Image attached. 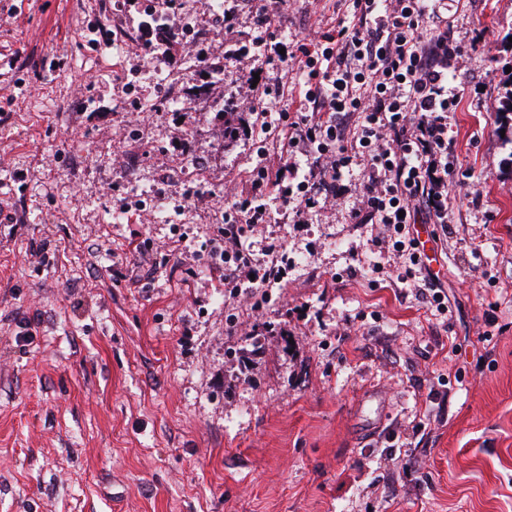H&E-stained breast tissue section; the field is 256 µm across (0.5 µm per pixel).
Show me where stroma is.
Instances as JSON below:
<instances>
[{
	"instance_id": "obj_1",
	"label": "stroma",
	"mask_w": 512,
	"mask_h": 512,
	"mask_svg": "<svg viewBox=\"0 0 512 512\" xmlns=\"http://www.w3.org/2000/svg\"><path fill=\"white\" fill-rule=\"evenodd\" d=\"M6 2L0 204L17 221L0 224V512H512V0H446L455 42L485 29L494 49L448 61L483 91L448 117V234L418 227L443 317L398 281L388 231L336 208L298 231L273 208L248 245L260 260L268 239L286 244L287 288L261 316L225 298L198 250L258 142L225 144L213 114L254 63L225 60L209 0H179L196 20L182 38L224 66L201 93L195 59L173 93L164 59L121 42L138 25L112 0H22L14 18ZM335 6L285 0L289 37ZM185 135L191 152L174 151ZM300 306L291 337L227 334L229 317ZM255 344L241 373L234 353ZM407 455L424 468L402 477Z\"/></svg>"
}]
</instances>
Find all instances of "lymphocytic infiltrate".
Masks as SVG:
<instances>
[{"instance_id": "1", "label": "lymphocytic infiltrate", "mask_w": 512, "mask_h": 512, "mask_svg": "<svg viewBox=\"0 0 512 512\" xmlns=\"http://www.w3.org/2000/svg\"><path fill=\"white\" fill-rule=\"evenodd\" d=\"M237 0H224L227 58L241 60L252 46L264 62L295 73L298 95L282 84L258 82L245 98H228L224 137L274 130L279 155L259 154L252 170L224 191V225L208 242V262L229 299L265 310L270 289L286 287L285 245L271 241L265 260L244 246L270 221L278 203L300 224L310 211L343 203L340 183L362 166L355 224H381L397 234L394 249L406 255L405 278L424 271L422 298L438 314L448 308L428 273L416 238H403L410 224H448V115L480 85L448 74L453 41L444 0H340L350 20L319 26L314 34H282L284 0H250L262 30L253 41L236 30Z\"/></svg>"}]
</instances>
